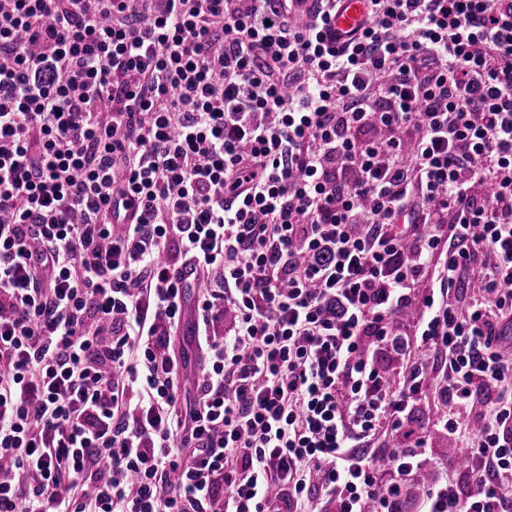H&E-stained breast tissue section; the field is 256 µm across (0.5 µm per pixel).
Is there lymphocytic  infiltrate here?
I'll return each mask as SVG.
<instances>
[{"label":"lymphocytic infiltrate","instance_id":"f902f5d3","mask_svg":"<svg viewBox=\"0 0 512 512\" xmlns=\"http://www.w3.org/2000/svg\"><path fill=\"white\" fill-rule=\"evenodd\" d=\"M339 6L0 0V512H512V0ZM341 9L336 14L333 22L338 33H345L356 28L362 23L367 0H341ZM193 316L191 310L188 311L185 322L172 338V347L177 355H186L189 358V365L197 368L200 361V352L195 347L193 341Z\"/></svg>","mask_w":512,"mask_h":512}]
</instances>
